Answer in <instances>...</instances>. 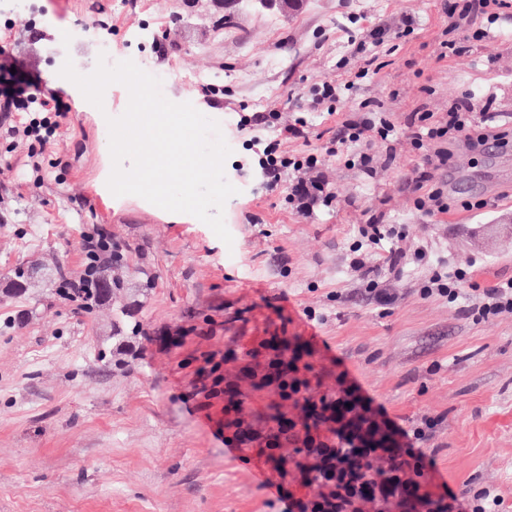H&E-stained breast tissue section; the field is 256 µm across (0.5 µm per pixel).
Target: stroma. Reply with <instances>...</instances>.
<instances>
[{
	"label": "stroma",
	"mask_w": 512,
	"mask_h": 512,
	"mask_svg": "<svg viewBox=\"0 0 512 512\" xmlns=\"http://www.w3.org/2000/svg\"><path fill=\"white\" fill-rule=\"evenodd\" d=\"M414 19V30L355 51L348 39ZM448 27L444 0H304L299 10L241 0L225 18L216 0H33L0 6V89L57 96L64 109L27 174L29 142L0 137V512H285L256 451H231L215 435L223 400L197 408L203 358L231 348V378L264 337L311 347L323 388L348 370L391 418H439L423 445L431 494L488 489L512 512V314L477 322L425 296L429 268L381 272L397 299L381 305L352 270L360 224H402L407 252L423 247L467 282L512 278V147L448 146L434 179L453 201L427 216L414 206L420 158L406 136L374 140L369 154L395 160L377 174L325 160L338 203L300 217L288 202L291 174L263 185L246 112L291 120L312 85L335 79L337 108L363 117L364 99L398 127L410 113L447 111L462 93L476 110L512 123V19L473 27L481 40L438 59ZM160 79L163 95L217 121L232 150L225 177L238 193L224 206L233 242L197 218L136 195L99 188L110 160L105 117L124 113L127 89L110 85L102 107L60 77L65 59L91 73L102 43ZM377 75L361 76L365 59ZM484 199L483 209L465 202ZM106 229L122 252L107 270L112 296L89 308L59 289L87 265L82 233ZM315 318H308V311Z\"/></svg>",
	"instance_id": "stroma-1"
}]
</instances>
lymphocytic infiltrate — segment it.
I'll return each instance as SVG.
<instances>
[{
	"mask_svg": "<svg viewBox=\"0 0 512 512\" xmlns=\"http://www.w3.org/2000/svg\"><path fill=\"white\" fill-rule=\"evenodd\" d=\"M505 5L506 0H448V29L454 37L442 43L439 58L463 52V35L475 15L495 20ZM335 97L336 85L327 81L313 88L302 105V116L293 123L281 124L276 112H256L242 117L241 122L246 126L276 123L284 138H303L307 135L305 113L325 110ZM33 107L43 112L59 109L52 96L38 98L23 92L1 96L0 134L47 144L53 134L51 124L19 123L11 118L12 113ZM492 121L489 113H476L467 93L453 100L444 115L411 113L409 140L423 159L414 184L420 192L414 202L416 210L427 215L449 210L448 199L441 187L433 185L430 170L434 159H446L444 144L461 137L470 139L476 147L491 142L501 147L512 143V127H496ZM395 133L394 123L380 116L345 119L337 122L325 155L346 156L366 168L374 158L362 151V143L368 139L386 142ZM263 154L260 169L267 187L276 188L283 172H295L288 202L296 213L308 214L316 204L327 206L335 199L321 172L323 155H292L281 150L276 141L266 145ZM82 248L88 267L73 294L81 301H94L102 286L101 275L114 258L112 237L96 231L83 237ZM467 312L480 322L512 313V279L481 289ZM254 354L255 361L240 366L238 379L250 380L255 389L274 400L301 406V420L280 416L262 426L245 421L238 380L220 386L204 374L199 392L207 399L219 395L224 398V425L217 434L225 447L258 449L278 480H285L289 471L282 464L281 448L284 442L294 443L292 468L299 473V483L306 493L289 496L288 512H366L370 505L375 512H499V496L487 490L467 497L450 490L433 497L425 491L422 480L433 464L422 445L434 434L438 419L428 417L409 427L397 423L345 371L337 375L336 389L315 391L312 367L304 360V350L290 347L284 337L263 339Z\"/></svg>",
	"mask_w": 512,
	"mask_h": 512,
	"instance_id": "f902f5d3",
	"label": "lymphocytic infiltrate"
}]
</instances>
